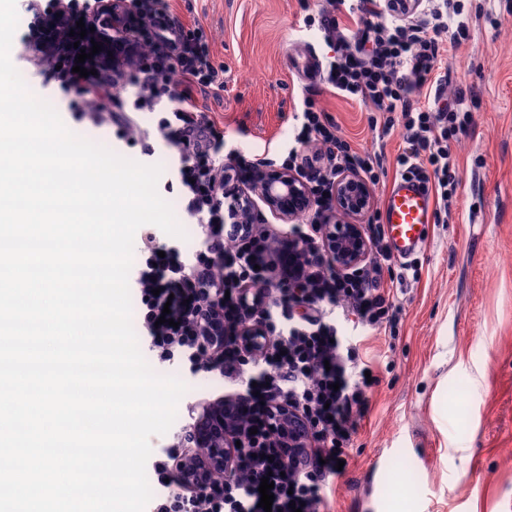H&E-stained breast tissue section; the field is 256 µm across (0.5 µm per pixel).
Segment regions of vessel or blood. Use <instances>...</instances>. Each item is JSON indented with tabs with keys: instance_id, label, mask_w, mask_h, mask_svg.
Listing matches in <instances>:
<instances>
[{
	"instance_id": "1",
	"label": "vessel or blood",
	"mask_w": 512,
	"mask_h": 512,
	"mask_svg": "<svg viewBox=\"0 0 512 512\" xmlns=\"http://www.w3.org/2000/svg\"><path fill=\"white\" fill-rule=\"evenodd\" d=\"M432 217L433 198L421 181L394 180L385 196L382 219L396 256L408 258L420 251Z\"/></svg>"
}]
</instances>
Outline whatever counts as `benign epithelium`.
Instances as JSON below:
<instances>
[{
  "label": "benign epithelium",
  "mask_w": 512,
  "mask_h": 512,
  "mask_svg": "<svg viewBox=\"0 0 512 512\" xmlns=\"http://www.w3.org/2000/svg\"><path fill=\"white\" fill-rule=\"evenodd\" d=\"M126 6L125 0H100L97 3L103 18L110 22L122 17ZM60 9V19L56 26L46 31L48 36L67 34L79 21V17L67 12L66 6L62 5ZM252 194L258 197L275 218L285 224L294 222L302 212L314 206L313 199L306 194L299 181L283 169L262 172ZM336 203L338 211L347 217V221L338 220L330 227L329 251L336 270L349 272L361 266L369 253L362 228L370 210L369 186L353 172L338 175ZM197 411L198 448L190 455L186 465L201 480L226 469L228 453L234 443L233 437L226 432L230 419L224 414V399H204L197 403Z\"/></svg>",
  "instance_id": "obj_1"
}]
</instances>
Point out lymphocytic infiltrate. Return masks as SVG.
<instances>
[{"mask_svg": "<svg viewBox=\"0 0 512 512\" xmlns=\"http://www.w3.org/2000/svg\"><path fill=\"white\" fill-rule=\"evenodd\" d=\"M356 7L365 20L354 43L335 18L318 15L333 47L325 82L342 97L372 105L369 127L377 140L401 139L398 171L422 178L438 213L451 216L458 163L450 144L470 119L464 95L448 93V49L470 36L463 0H425L420 20L390 0H358ZM23 40L44 59L37 69L43 83L58 84L69 95L76 121L133 146L136 112H159L156 136L176 152L184 211L203 230L188 259L154 230H142L133 282L151 355L193 374H219L232 386L224 402L241 423L236 470L192 487L183 464L195 439L192 426H185L152 463L158 486L150 512H292L295 503L302 512H326L342 449L369 415L366 375L375 369L342 325L395 332L396 297L411 266L394 257L376 208L364 228L368 266L336 272L324 248V224L334 210L337 173L353 170L376 181L383 152L357 150L305 96L288 168L306 184L316 208L281 239L258 225L243 196L266 159L225 152L223 128L193 105L196 94L224 86L201 24L185 26L169 0H137L126 29L101 35L104 52L85 61L86 77L74 71L72 38H50L41 47L29 31ZM123 55L132 56L138 77L130 99L115 93L124 69L107 63ZM165 311L167 324L159 321ZM281 409L302 421V447H289L286 428L273 417ZM266 476L275 496L268 511L259 505Z\"/></svg>", "mask_w": 512, "mask_h": 512, "instance_id": "lymphocytic-infiltrate-1", "label": "lymphocytic infiltrate"}]
</instances>
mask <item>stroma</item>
I'll use <instances>...</instances> for the list:
<instances>
[{
    "mask_svg": "<svg viewBox=\"0 0 512 512\" xmlns=\"http://www.w3.org/2000/svg\"><path fill=\"white\" fill-rule=\"evenodd\" d=\"M470 38L448 51V92H464L472 118L452 150L459 164V208L453 223L435 215L417 256L419 277L399 297L395 335H365L363 351L378 364L371 411L346 448L330 512H512V0H464ZM186 25L201 23L212 38L221 94L195 105L224 122L227 148L282 163L293 144L295 112L308 86L287 63L329 47L310 19L331 13L357 37L361 24L345 0H177ZM11 60L29 89L49 102L75 134L144 165L162 168L158 192L187 233L185 254L198 249L197 225L183 212L172 154L129 148L103 130L74 121L63 92L43 84L13 42ZM318 108L357 148L372 147L370 105L347 100L324 80ZM184 381L170 430L152 437L171 445L190 422L188 407L224 393L210 373L153 363Z\"/></svg>",
    "mask_w": 512,
    "mask_h": 512,
    "instance_id": "1",
    "label": "stroma"
}]
</instances>
